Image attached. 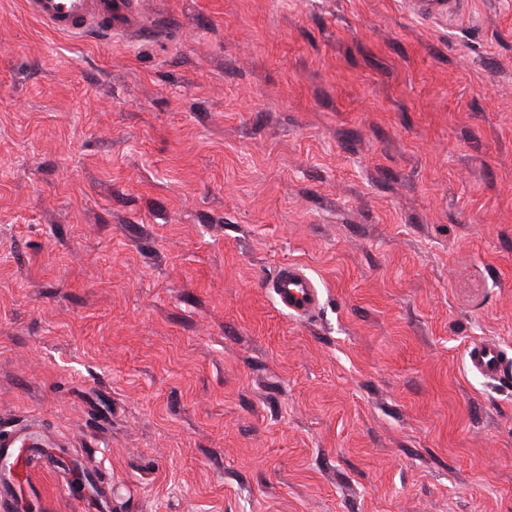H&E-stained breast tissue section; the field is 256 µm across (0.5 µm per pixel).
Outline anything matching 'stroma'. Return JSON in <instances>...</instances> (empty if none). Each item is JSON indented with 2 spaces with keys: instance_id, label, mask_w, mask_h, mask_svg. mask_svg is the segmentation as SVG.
I'll return each mask as SVG.
<instances>
[{
  "instance_id": "stroma-1",
  "label": "stroma",
  "mask_w": 512,
  "mask_h": 512,
  "mask_svg": "<svg viewBox=\"0 0 512 512\" xmlns=\"http://www.w3.org/2000/svg\"><path fill=\"white\" fill-rule=\"evenodd\" d=\"M0 0V429L103 512H512V0ZM323 293L298 319L270 282ZM137 0H25L27 12L52 32L79 38L104 33L111 39L144 25ZM463 4L459 0H416L410 1L409 7L413 14L423 19H439L448 15L456 16ZM279 304L297 317L313 313L320 303V290L303 270L284 265L271 283ZM468 367L490 380L509 377L512 363L506 359L503 350L495 342L486 341L474 344L466 352Z\"/></svg>"
}]
</instances>
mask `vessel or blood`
I'll return each mask as SVG.
<instances>
[{
    "instance_id": "b4317fda",
    "label": "vessel or blood",
    "mask_w": 512,
    "mask_h": 512,
    "mask_svg": "<svg viewBox=\"0 0 512 512\" xmlns=\"http://www.w3.org/2000/svg\"><path fill=\"white\" fill-rule=\"evenodd\" d=\"M27 12L52 32L79 38L93 33L127 35L142 28L144 21L137 0H25ZM413 14L423 19L456 16L460 0H411ZM271 286L279 304L297 317L313 313L320 303V290L294 264L282 266ZM471 371L490 380L512 375V360L491 341L478 343L466 352ZM66 439L47 437L40 427L24 424L0 430V512H26L28 502L16 492L21 473L37 471L36 463L23 457L26 448H64Z\"/></svg>"
}]
</instances>
